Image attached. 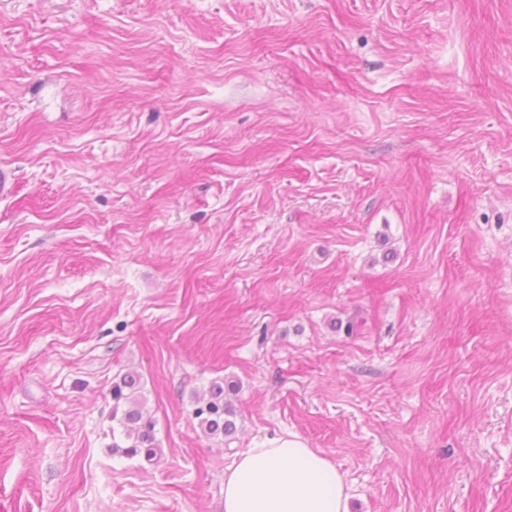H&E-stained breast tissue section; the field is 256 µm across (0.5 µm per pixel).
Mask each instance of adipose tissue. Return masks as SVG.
<instances>
[{
	"label": "adipose tissue",
	"instance_id": "adipose-tissue-1",
	"mask_svg": "<svg viewBox=\"0 0 512 512\" xmlns=\"http://www.w3.org/2000/svg\"><path fill=\"white\" fill-rule=\"evenodd\" d=\"M348 499L335 463L291 432L257 441L224 470V512H348Z\"/></svg>",
	"mask_w": 512,
	"mask_h": 512
}]
</instances>
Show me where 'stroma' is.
<instances>
[{
  "label": "stroma",
  "mask_w": 512,
  "mask_h": 512,
  "mask_svg": "<svg viewBox=\"0 0 512 512\" xmlns=\"http://www.w3.org/2000/svg\"><path fill=\"white\" fill-rule=\"evenodd\" d=\"M0 166V512H223L289 431L512 512V0H0ZM112 420H117L122 430L117 435L112 429V448L116 453L135 457L142 453L151 459L157 453L154 429L151 419L144 412V399L140 375L125 372L112 384ZM224 379L211 381L206 400L197 403L193 410L203 433L212 437L231 439L237 431V411L233 404L226 400L228 392L235 391L236 385Z\"/></svg>",
  "instance_id": "1"
}]
</instances>
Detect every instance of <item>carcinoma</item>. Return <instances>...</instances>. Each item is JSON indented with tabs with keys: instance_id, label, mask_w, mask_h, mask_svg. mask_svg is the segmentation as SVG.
<instances>
[{
	"instance_id": "carcinoma-1",
	"label": "carcinoma",
	"mask_w": 512,
	"mask_h": 512,
	"mask_svg": "<svg viewBox=\"0 0 512 512\" xmlns=\"http://www.w3.org/2000/svg\"><path fill=\"white\" fill-rule=\"evenodd\" d=\"M235 391L236 385L224 380L211 381L206 400L197 403L194 417L204 434L230 439L237 431V411L226 400V391ZM112 419L121 426L120 434L112 435V448L127 457L140 454L147 458L157 453L151 419L144 412L140 375L126 372L112 384Z\"/></svg>"
}]
</instances>
